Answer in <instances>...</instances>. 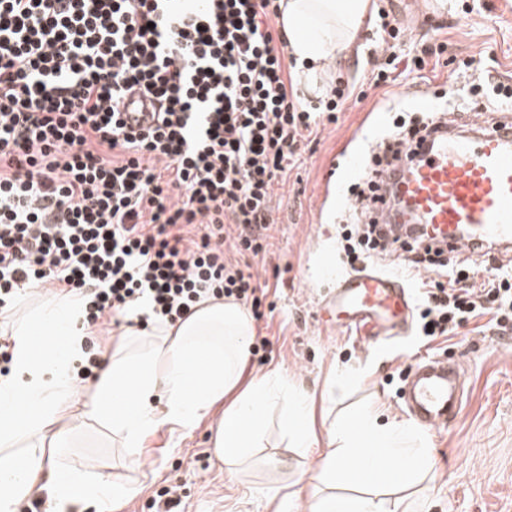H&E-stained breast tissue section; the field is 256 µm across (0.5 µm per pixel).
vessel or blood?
I'll use <instances>...</instances> for the list:
<instances>
[{"label":"vessel or blood","instance_id":"1","mask_svg":"<svg viewBox=\"0 0 512 512\" xmlns=\"http://www.w3.org/2000/svg\"><path fill=\"white\" fill-rule=\"evenodd\" d=\"M120 117L132 129L156 122L137 95L125 100ZM470 127L463 136L439 117L378 178L375 220L385 242L451 255L512 251V116L485 115ZM321 310L332 325L364 324L374 344L405 337L414 321L406 284L373 270L337 278ZM407 380L404 406L420 425L433 429L459 417L463 389L453 360L419 359Z\"/></svg>","mask_w":512,"mask_h":512}]
</instances>
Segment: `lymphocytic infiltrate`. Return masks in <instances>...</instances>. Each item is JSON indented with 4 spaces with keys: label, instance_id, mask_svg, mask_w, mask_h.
I'll return each mask as SVG.
<instances>
[{
    "label": "lymphocytic infiltrate",
    "instance_id": "1",
    "mask_svg": "<svg viewBox=\"0 0 512 512\" xmlns=\"http://www.w3.org/2000/svg\"><path fill=\"white\" fill-rule=\"evenodd\" d=\"M278 15L277 0H0L1 310L48 288L97 326L173 323L211 297L260 306L274 186L350 96L303 108ZM137 92L160 105L154 129L118 118ZM478 273L466 258L424 291L420 336L482 316L512 330V278Z\"/></svg>",
    "mask_w": 512,
    "mask_h": 512
}]
</instances>
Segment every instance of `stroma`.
<instances>
[{"label":"stroma","instance_id":"obj_1","mask_svg":"<svg viewBox=\"0 0 512 512\" xmlns=\"http://www.w3.org/2000/svg\"><path fill=\"white\" fill-rule=\"evenodd\" d=\"M371 9L373 17L359 34L361 49L343 61L340 78L355 85L360 101L347 103L336 122L301 144L274 189L267 251L253 262L267 295L262 318L254 323L250 368L323 395L329 419L375 402L382 421L402 422L401 392L413 357L456 359L466 396L455 421L428 433L433 470L421 512H512V337L492 335L479 318L447 339L426 344L411 334L377 347L356 331L323 326L319 309L322 291L351 271L338 220L361 177L350 158L369 154L398 118L447 112L457 120L512 108L511 99L488 85L512 78V0H421L428 22L412 23L393 40L392 53L411 58L426 44L437 47L440 59L421 70L396 71L380 87L371 70L387 61L377 46L383 36L380 15L392 6L371 0ZM279 416L269 413L253 457L232 478L213 454L206 422L186 434L159 432L135 462L98 427L63 444L50 424L45 435L54 450L47 462L138 486L121 512H156L158 492L171 484L181 488V512H296L292 484L315 465L320 451L287 447Z\"/></svg>","mask_w":512,"mask_h":512}]
</instances>
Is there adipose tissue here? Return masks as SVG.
Instances as JSON below:
<instances>
[{
  "mask_svg": "<svg viewBox=\"0 0 512 512\" xmlns=\"http://www.w3.org/2000/svg\"><path fill=\"white\" fill-rule=\"evenodd\" d=\"M278 25L288 40L291 73L309 94L323 97L342 57L357 47L370 0H279ZM33 323L11 330L13 369L0 377V512H15L34 486H42L54 512H68L82 500L120 505L131 486L107 478L47 465L40 437L45 421L60 433L73 429L60 408L75 396L71 367L89 334L78 301L66 294L40 295ZM50 329L63 343L54 354L31 340L35 328ZM250 314L230 298L198 304L175 325L144 333L124 328L112 342L105 367L83 401V414L115 433L130 455L140 456L162 430L192 431L213 421L212 446L227 466L246 459L269 406L288 403L282 423L294 448H321L309 477L300 478L294 497L303 512H381L378 487L400 486L430 471L424 436L407 425L379 424L376 410L346 425L316 430L314 396L289 391L270 375L247 377ZM363 485L361 496L336 493V486Z\"/></svg>",
  "mask_w": 512,
  "mask_h": 512,
  "instance_id": "obj_1",
  "label": "adipose tissue"
}]
</instances>
